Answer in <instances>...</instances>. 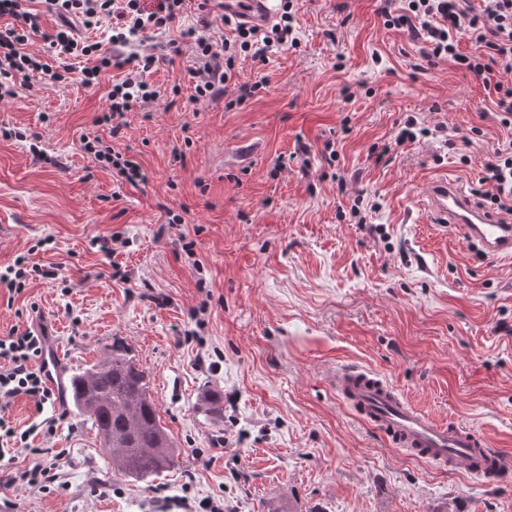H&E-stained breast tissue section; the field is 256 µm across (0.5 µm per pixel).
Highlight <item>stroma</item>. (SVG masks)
<instances>
[{"label":"stroma","mask_w":512,"mask_h":512,"mask_svg":"<svg viewBox=\"0 0 512 512\" xmlns=\"http://www.w3.org/2000/svg\"><path fill=\"white\" fill-rule=\"evenodd\" d=\"M379 6L293 0L297 45L238 59L235 84L264 87L230 110L193 102L177 57L151 79L180 94L128 112L116 140L95 123L112 73L92 89L37 77L0 101V130L26 134L0 137V268L24 254L60 269L19 293L0 286V336L47 326L69 374L124 340L176 458L127 477L70 412L31 442L59 452L54 485L0 487L11 512H512V480L407 456L328 380L372 369L512 462V261L435 223L419 194L440 177L475 189L507 131L481 83L450 61L420 67ZM410 115L437 133L395 145ZM453 129L471 143L447 145ZM86 136L112 141L146 180L105 167ZM386 144L390 159L376 160ZM114 237V254L101 251ZM214 397L218 420L203 413Z\"/></svg>","instance_id":"obj_1"}]
</instances>
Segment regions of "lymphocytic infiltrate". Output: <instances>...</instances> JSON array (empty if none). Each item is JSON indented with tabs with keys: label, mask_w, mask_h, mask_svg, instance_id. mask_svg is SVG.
Returning a JSON list of instances; mask_svg holds the SVG:
<instances>
[{
	"label": "lymphocytic infiltrate",
	"mask_w": 512,
	"mask_h": 512,
	"mask_svg": "<svg viewBox=\"0 0 512 512\" xmlns=\"http://www.w3.org/2000/svg\"><path fill=\"white\" fill-rule=\"evenodd\" d=\"M379 14L385 27L408 32L421 44L419 53L428 65L453 60L481 80L497 109L501 125L512 129V83L502 81V74L512 72V0H403L393 8L392 0H382ZM185 0H0V16L10 17L7 27H0V100L14 98L18 87L27 86L40 73L55 83L80 80L86 87L96 85L103 72L123 70L122 80L113 82L108 93V111L102 117L109 123L112 137H119L126 112L135 106L154 102L161 91L148 76L157 63L181 53L180 40L195 47L188 74L194 82V98L213 102L233 96L242 103L261 89V82L244 84L229 92L239 54L265 61L272 48L297 45L291 0H284L282 12L272 25L252 24L245 13L226 0H201L199 25L181 30L179 39L168 40L161 54L140 53L136 42L148 33H164L179 23ZM56 16V33L46 36L49 57L25 52L28 41L41 33L43 15ZM111 21L110 48L78 41L71 33L73 22L91 29ZM470 41L473 54L458 51L461 41ZM94 58L93 66L74 69L72 56ZM484 173L475 194L497 210L512 215V139L490 151L483 162ZM50 342L46 329L19 331L11 329L0 337V458L13 457L27 447L29 431H16L2 417L14 400L26 398L36 408L56 403L48 384L42 358Z\"/></svg>",
	"instance_id": "1"
}]
</instances>
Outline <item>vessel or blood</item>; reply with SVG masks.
Wrapping results in <instances>:
<instances>
[{
	"label": "vessel or blood",
	"instance_id": "b4317fda",
	"mask_svg": "<svg viewBox=\"0 0 512 512\" xmlns=\"http://www.w3.org/2000/svg\"><path fill=\"white\" fill-rule=\"evenodd\" d=\"M428 210L458 227L489 256L512 259V223L480 206L456 181L441 179L420 188ZM337 396L389 443L430 464L462 470L486 483L512 479L505 457L478 432L441 423L407 400L385 378L363 368H339L332 376Z\"/></svg>",
	"mask_w": 512,
	"mask_h": 512
}]
</instances>
